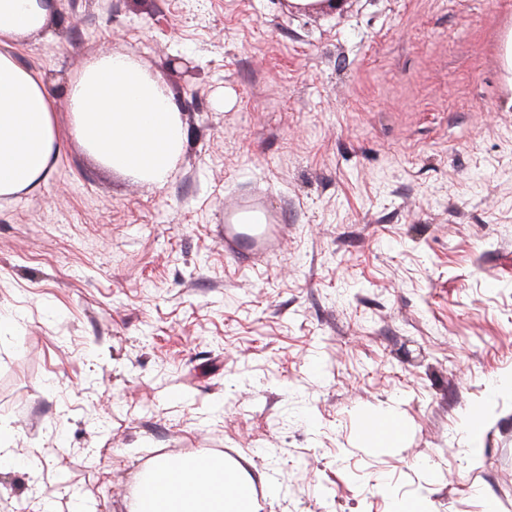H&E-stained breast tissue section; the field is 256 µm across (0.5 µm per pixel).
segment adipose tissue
<instances>
[{
    "label": "adipose tissue",
    "instance_id": "obj_1",
    "mask_svg": "<svg viewBox=\"0 0 512 512\" xmlns=\"http://www.w3.org/2000/svg\"><path fill=\"white\" fill-rule=\"evenodd\" d=\"M46 25L39 0H0V195L36 189L69 139L113 171L164 186L186 140L166 82L124 55L93 59L73 78L68 121L59 123L43 72L13 56ZM149 474L168 492L147 512H252L253 489L241 468L203 475L189 456L157 459Z\"/></svg>",
    "mask_w": 512,
    "mask_h": 512
}]
</instances>
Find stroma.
I'll return each mask as SVG.
<instances>
[{
	"instance_id": "obj_1",
	"label": "stroma",
	"mask_w": 512,
	"mask_h": 512,
	"mask_svg": "<svg viewBox=\"0 0 512 512\" xmlns=\"http://www.w3.org/2000/svg\"><path fill=\"white\" fill-rule=\"evenodd\" d=\"M50 28L16 60L60 119L119 53L187 140L160 188L67 141L0 197V512H132L155 459L219 451L258 512H512V0H52ZM239 212L281 246L225 254Z\"/></svg>"
}]
</instances>
